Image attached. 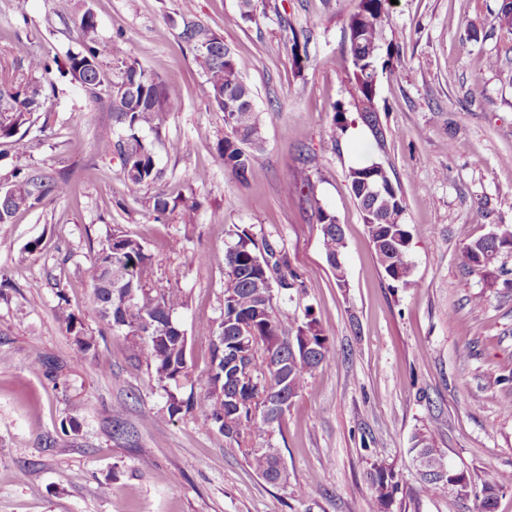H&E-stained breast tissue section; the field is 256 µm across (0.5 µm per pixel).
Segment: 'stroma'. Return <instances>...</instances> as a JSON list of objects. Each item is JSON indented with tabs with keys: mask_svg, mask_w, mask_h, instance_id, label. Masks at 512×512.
I'll list each match as a JSON object with an SVG mask.
<instances>
[{
	"mask_svg": "<svg viewBox=\"0 0 512 512\" xmlns=\"http://www.w3.org/2000/svg\"><path fill=\"white\" fill-rule=\"evenodd\" d=\"M501 0H398L390 8L392 56L379 79L376 107L386 129L377 147L366 129L332 141L335 107H349L345 22L355 0H0V70L15 72L35 54L62 55L77 44L71 16L92 11L114 54L91 98L56 78L50 129L34 122L24 143L0 142V177L14 166L57 173L44 207L0 227V274L15 282L0 299V512H370L366 473L385 462L399 474L392 512H480L481 495L440 490L416 496L420 478L408 450L414 433L435 428L434 445L473 483L485 471L503 479L495 512H512V254L494 277L463 265L466 243L497 227L512 230V64L472 73L488 56L512 49L500 29ZM189 13L249 60L245 73L264 110V150L246 183L224 169L217 144L224 114L208 99L205 77L180 41L176 21ZM307 35L294 65L293 34ZM136 57L180 95L154 141L159 186L130 189L120 157L103 152L112 128L109 90L116 60ZM192 142L187 154L169 151ZM374 159L404 192L410 232L406 287H393L378 264L346 174ZM206 170V182L195 171ZM197 198L195 211L156 216L157 189ZM323 207L341 224L346 247L340 288L315 216ZM142 239L155 285L178 291L175 312L188 341L183 395L202 402L194 378L211 364L202 322L219 323L224 250L236 227L284 248L304 289L287 314L312 311L339 350L308 378L270 439L288 471L273 485L239 447L193 414L169 416L146 365L134 363L122 332L92 302L90 271L112 225ZM39 248L23 255L30 242ZM64 290L95 356L79 361L58 322ZM65 364L59 382L30 363ZM140 437L112 438V410Z\"/></svg>",
	"mask_w": 512,
	"mask_h": 512,
	"instance_id": "35a3bbf8",
	"label": "stroma"
}]
</instances>
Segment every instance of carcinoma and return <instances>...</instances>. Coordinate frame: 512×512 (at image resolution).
<instances>
[{
    "instance_id": "obj_1",
    "label": "carcinoma",
    "mask_w": 512,
    "mask_h": 512,
    "mask_svg": "<svg viewBox=\"0 0 512 512\" xmlns=\"http://www.w3.org/2000/svg\"><path fill=\"white\" fill-rule=\"evenodd\" d=\"M390 0H356L346 19L349 57L348 83L352 88L351 106L367 128L377 147L385 146L386 131L372 99L378 91V73L386 67L382 50L390 23ZM80 48L70 49L61 59L31 57L25 72L0 79V140H8L27 130L36 112L49 111L48 90L54 87L53 72L78 84L89 96H98L102 83L101 65L111 53L108 43L97 37L92 11H85L75 22ZM181 41L198 61L208 96L224 112L228 134L218 143L225 171L237 181L247 180L263 150L262 110L250 104L254 93L244 80L249 61L233 53L210 27L188 15L182 17ZM112 119L119 128L103 132V147L117 153L123 163L127 185L137 190L159 179L154 143L145 129L157 130L163 116L179 103L176 92L137 59L119 61L117 79L110 89ZM351 192L362 213L375 255L386 276L405 286L410 276L407 259L409 232L403 224L404 195L386 168L377 162L353 167L348 172ZM53 173L37 166L13 168L0 179V226L14 223L20 211L38 209L55 192ZM152 210L167 214L183 206L199 207L197 200L173 197L164 190L152 197ZM322 245L326 260L336 272L337 286L346 285L345 272L338 263L345 248L341 225L336 216L318 209ZM235 242L224 251V305L221 321L203 323L198 331L212 341L209 370L196 382L205 399L196 405L182 394V381L189 375L187 337L179 334L181 325L173 319L183 305L176 291L153 288L154 267L143 243L127 234L119 224L112 225L95 254L90 288L101 318L114 330L132 337L133 358L149 367L157 385L166 395L169 416L193 413L206 424L218 427L232 441L253 440L272 432L286 415L276 409L274 398L286 385L288 397H298L307 378L324 363L337 357L319 321L311 310L304 319L290 318L277 298L303 287L292 269L288 253L264 239L257 241L251 228L239 227ZM512 251V238L487 235L465 244L464 266L471 272L493 273L496 260ZM112 272V287L102 286ZM57 317L73 336L77 357L86 358L96 348L94 337L77 327L74 312L67 307L62 291H57ZM246 329L249 337L237 336ZM112 431L120 439L137 436L128 427L119 409L112 410ZM435 429L419 431L412 437L408 452L426 458L429 475L421 476L415 492L430 497L448 484L472 486L468 473L446 464L443 453L433 445ZM249 466L273 484L287 481L280 468L279 449L271 446L247 448ZM371 487L370 512H392L399 489L395 468L374 463L367 473ZM503 484L497 473L488 471L482 479V512H494Z\"/></svg>"
}]
</instances>
